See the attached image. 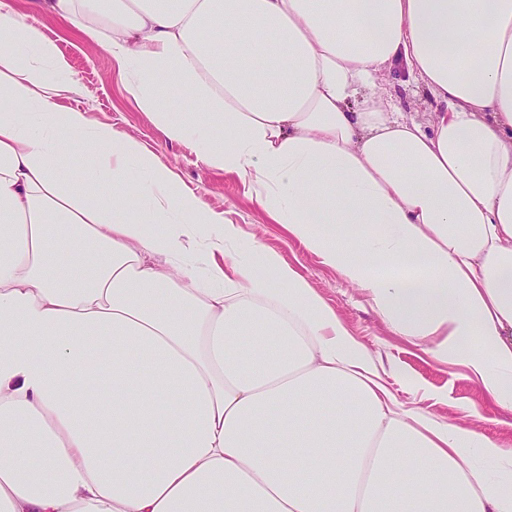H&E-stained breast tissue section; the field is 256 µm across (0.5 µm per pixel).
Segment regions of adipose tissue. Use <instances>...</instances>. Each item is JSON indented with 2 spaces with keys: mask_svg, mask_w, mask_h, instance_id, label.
<instances>
[{
  "mask_svg": "<svg viewBox=\"0 0 512 512\" xmlns=\"http://www.w3.org/2000/svg\"><path fill=\"white\" fill-rule=\"evenodd\" d=\"M34 7L0 0V512H512V448L400 402L299 271L66 105L38 23L512 409V0ZM396 66L429 125L382 91Z\"/></svg>",
  "mask_w": 512,
  "mask_h": 512,
  "instance_id": "obj_1",
  "label": "adipose tissue"
}]
</instances>
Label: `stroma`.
<instances>
[{
  "mask_svg": "<svg viewBox=\"0 0 512 512\" xmlns=\"http://www.w3.org/2000/svg\"><path fill=\"white\" fill-rule=\"evenodd\" d=\"M41 23L44 33L58 42L79 83V104L97 121L140 140L213 211L239 224L240 250L247 259H255L253 244L258 241L304 275L336 309L351 335L383 362L387 381L400 401L417 405L439 421L472 425L512 446V410L490 404L463 367L441 362L422 345L395 335L367 297L306 252L250 199L244 179L207 168L187 145L169 142L125 91L111 55L98 43L78 37L57 19L45 17ZM384 87L397 96L402 111L413 113L420 123H429L437 104L423 86L406 82L402 70L396 68Z\"/></svg>",
  "mask_w": 512,
  "mask_h": 512,
  "instance_id": "35a3bbf8",
  "label": "stroma"
}]
</instances>
